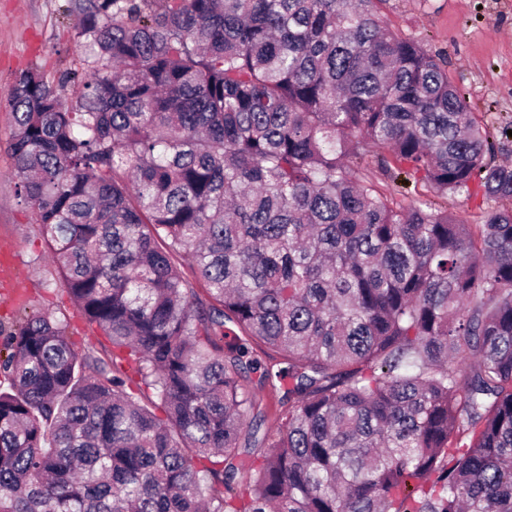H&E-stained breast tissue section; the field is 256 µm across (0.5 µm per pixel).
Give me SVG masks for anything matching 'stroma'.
Instances as JSON below:
<instances>
[{
    "mask_svg": "<svg viewBox=\"0 0 512 512\" xmlns=\"http://www.w3.org/2000/svg\"><path fill=\"white\" fill-rule=\"evenodd\" d=\"M68 5L0 0V266L11 268L9 279L0 278V320L33 301L65 320L79 350L98 351L110 341L70 303L55 275L31 210L17 202L9 149L7 98L16 74L38 64L59 76L72 65L78 17ZM382 15L392 32L445 57L478 121L501 145L499 160L512 161V137L503 134L512 125V0H387Z\"/></svg>",
    "mask_w": 512,
    "mask_h": 512,
    "instance_id": "stroma-1",
    "label": "stroma"
}]
</instances>
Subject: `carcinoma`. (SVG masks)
<instances>
[{
	"mask_svg": "<svg viewBox=\"0 0 512 512\" xmlns=\"http://www.w3.org/2000/svg\"><path fill=\"white\" fill-rule=\"evenodd\" d=\"M384 2L75 0L74 68L16 76L18 197L112 354L7 334L0 512H512V209L353 160L464 200L512 166ZM485 205H482L481 196L465 203L460 199L448 197V211L457 214L465 224H480L483 219L481 209ZM247 359L253 360L255 365L260 369H257L248 374L247 384L257 395V400L259 402V409L264 416V424L262 426L261 433L265 429L273 430L277 426L279 422V417L282 414L283 408L278 403V396L275 392H273L269 387H260L258 384V379L260 373L266 364H270L268 357L264 355L258 348L255 347L252 349L249 346V354L247 355Z\"/></svg>",
	"mask_w": 512,
	"mask_h": 512,
	"instance_id": "carcinoma-1",
	"label": "carcinoma"
}]
</instances>
